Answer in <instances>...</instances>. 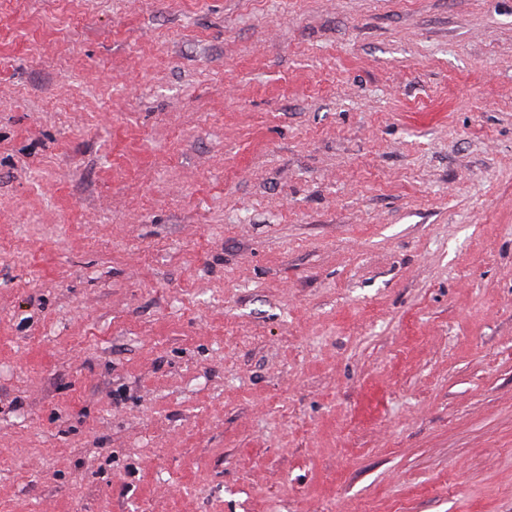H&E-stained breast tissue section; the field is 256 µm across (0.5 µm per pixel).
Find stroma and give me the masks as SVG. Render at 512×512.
Segmentation results:
<instances>
[{
  "label": "stroma",
  "instance_id": "stroma-1",
  "mask_svg": "<svg viewBox=\"0 0 512 512\" xmlns=\"http://www.w3.org/2000/svg\"><path fill=\"white\" fill-rule=\"evenodd\" d=\"M0 512H512V0H0Z\"/></svg>",
  "mask_w": 512,
  "mask_h": 512
}]
</instances>
